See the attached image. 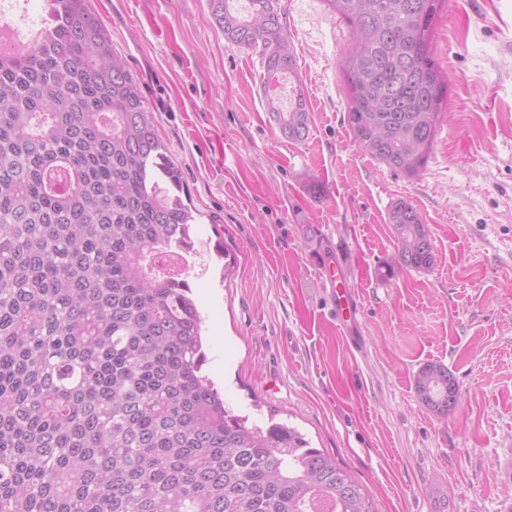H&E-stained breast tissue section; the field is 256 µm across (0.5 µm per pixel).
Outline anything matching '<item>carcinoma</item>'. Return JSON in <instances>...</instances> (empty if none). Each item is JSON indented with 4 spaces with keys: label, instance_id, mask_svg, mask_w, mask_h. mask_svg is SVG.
Segmentation results:
<instances>
[{
    "label": "carcinoma",
    "instance_id": "obj_1",
    "mask_svg": "<svg viewBox=\"0 0 512 512\" xmlns=\"http://www.w3.org/2000/svg\"><path fill=\"white\" fill-rule=\"evenodd\" d=\"M51 32L0 52V512H374L362 485L296 428L226 409L203 366L179 168L88 0H51ZM210 0L225 39L258 51L290 141L308 134L280 0ZM350 26L347 124L396 175L427 163L446 84L431 41L441 0H326ZM395 263L433 265L408 201L388 212ZM415 390L444 416L459 388L428 363Z\"/></svg>",
    "mask_w": 512,
    "mask_h": 512
}]
</instances>
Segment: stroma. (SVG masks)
Listing matches in <instances>:
<instances>
[{
    "label": "stroma",
    "mask_w": 512,
    "mask_h": 512,
    "mask_svg": "<svg viewBox=\"0 0 512 512\" xmlns=\"http://www.w3.org/2000/svg\"><path fill=\"white\" fill-rule=\"evenodd\" d=\"M88 4L198 212L189 282L226 406L296 427L376 512H512V0H444V118L412 178L353 138L339 68L351 29L325 0H282L309 111L301 143L267 110L259 55L225 39L209 0ZM399 199L430 226L429 269L394 264ZM327 255L356 292L357 354L318 273ZM429 362L459 387L445 417L415 392Z\"/></svg>",
    "instance_id": "35a3bbf8"
}]
</instances>
